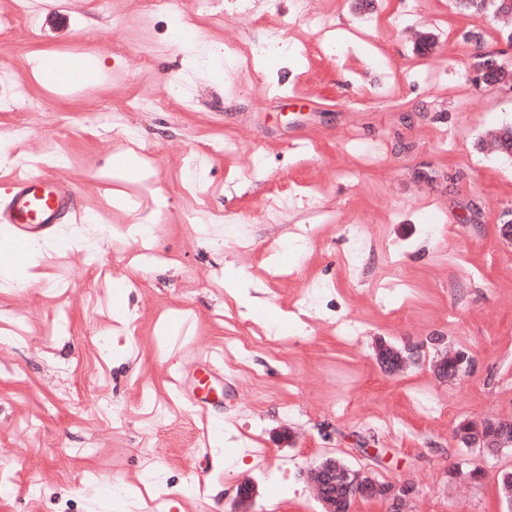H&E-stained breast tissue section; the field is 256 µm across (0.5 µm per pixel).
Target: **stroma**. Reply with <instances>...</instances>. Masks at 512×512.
<instances>
[{"mask_svg":"<svg viewBox=\"0 0 512 512\" xmlns=\"http://www.w3.org/2000/svg\"><path fill=\"white\" fill-rule=\"evenodd\" d=\"M36 13L37 37L0 32V142L12 157L0 180L35 160L71 181L80 215L61 236L93 238L100 260L55 248L41 283L0 291V461L24 449L37 462L0 491V512H96L116 488L158 512H233L245 481L253 512H323L309 475L326 457L413 484L415 512H506L497 476L512 449L487 457L453 439L462 419L512 420V243L499 234L512 161L478 146L512 124V89L470 79L477 49L512 57L504 20H473L451 0H219L206 14L179 0L167 15L144 0H38ZM473 26L481 44L461 37ZM185 32L262 49L263 61L196 79ZM424 34L436 40L428 53ZM78 54L99 62L94 84L70 70ZM47 55L67 66V85L32 70ZM169 95L188 109H123ZM52 140L64 164L49 160ZM148 217L164 220L148 242L160 260L145 266L128 240L130 257L112 262L106 227ZM241 224L246 251L229 236ZM303 231L294 264L285 249ZM228 267L238 287L262 288L261 306L231 295ZM125 307L137 313L129 326ZM381 340L414 354L385 373ZM443 347L469 351L473 371L438 380ZM206 353L235 366L213 405L233 465L203 480L190 453L212 420L174 378ZM94 390L110 408L85 407ZM154 467L165 482L145 487Z\"/></svg>","mask_w":512,"mask_h":512,"instance_id":"35a3bbf8","label":"stroma"}]
</instances>
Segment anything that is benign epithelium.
Masks as SVG:
<instances>
[{"mask_svg": "<svg viewBox=\"0 0 512 512\" xmlns=\"http://www.w3.org/2000/svg\"><path fill=\"white\" fill-rule=\"evenodd\" d=\"M512 66V60L504 57V53L498 51H482L477 54V62L472 64L471 73L473 80L480 86L496 90L501 82L496 77ZM453 359L456 365L471 362V359L462 352L444 354L434 365L435 375L445 381H452L460 376L458 372H448V359ZM376 359L382 369L393 372L405 363V357L401 350L381 342L376 347ZM497 422L485 420L480 423H472L470 436L462 442L464 448H499L501 450L512 446V439L508 432L502 431L494 434ZM310 478L321 489L319 501L323 512H336V484L345 485L348 495L345 499L364 497L367 499H380L388 503V512H404V505L409 502L415 493V489L408 483H403L386 490L385 484L365 474L362 470H355L348 466L336 467V459L328 457L312 469ZM256 497V489L253 485L240 487L235 502L234 512H251V505Z\"/></svg>", "mask_w": 512, "mask_h": 512, "instance_id": "benign-epithelium-1", "label": "benign epithelium"}]
</instances>
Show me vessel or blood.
<instances>
[{"label":"vessel or blood","mask_w":512,"mask_h":512,"mask_svg":"<svg viewBox=\"0 0 512 512\" xmlns=\"http://www.w3.org/2000/svg\"><path fill=\"white\" fill-rule=\"evenodd\" d=\"M76 192L68 180L42 173L14 179L0 195V228L20 246L54 237L72 211ZM179 387L197 410L207 412L211 393L224 389V368L199 358L192 371L180 374Z\"/></svg>","instance_id":"vessel-or-blood-1"}]
</instances>
